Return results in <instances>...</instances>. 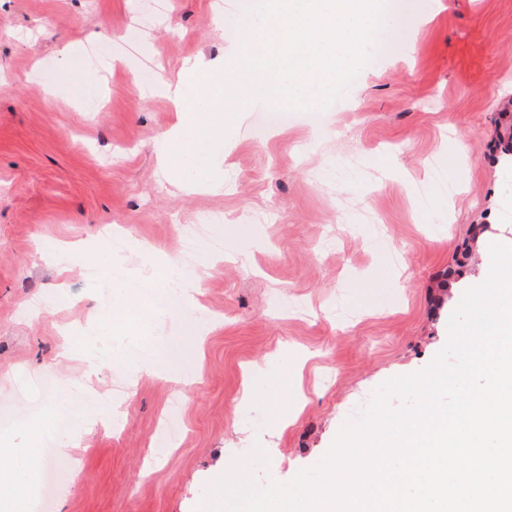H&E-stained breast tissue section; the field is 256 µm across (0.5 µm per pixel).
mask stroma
<instances>
[{
	"instance_id": "35a3bbf8",
	"label": "stroma",
	"mask_w": 512,
	"mask_h": 512,
	"mask_svg": "<svg viewBox=\"0 0 512 512\" xmlns=\"http://www.w3.org/2000/svg\"><path fill=\"white\" fill-rule=\"evenodd\" d=\"M0 0V409L48 371L85 400L47 403L0 431V464L27 434L65 421L77 449L47 512H196L207 487L253 448L267 478L290 481L331 449L352 406L425 368L448 341L464 292L512 241V166L499 136L512 110V0H401L375 59L323 110L264 128L258 101L231 120L215 178L182 167L208 82L173 99L184 62L223 68L242 0ZM95 80L97 112L82 107ZM209 227L224 260L171 311L156 297L180 255V228ZM137 250L117 262L104 227ZM462 276H438L462 243ZM122 265L116 284L86 268ZM308 312L279 310V298ZM149 305L134 352L95 375L61 363L90 348L124 305ZM166 364L167 376L147 372ZM263 376L251 375L254 365ZM184 435L159 451L176 378ZM108 429L85 433L113 386Z\"/></svg>"
}]
</instances>
